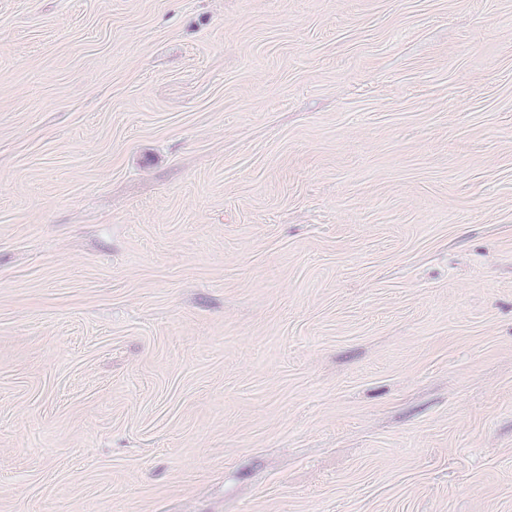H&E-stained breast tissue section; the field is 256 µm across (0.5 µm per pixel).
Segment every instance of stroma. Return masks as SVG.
Returning <instances> with one entry per match:
<instances>
[{
    "label": "stroma",
    "instance_id": "1",
    "mask_svg": "<svg viewBox=\"0 0 512 512\" xmlns=\"http://www.w3.org/2000/svg\"><path fill=\"white\" fill-rule=\"evenodd\" d=\"M0 512H512V0H0Z\"/></svg>",
    "mask_w": 512,
    "mask_h": 512
}]
</instances>
